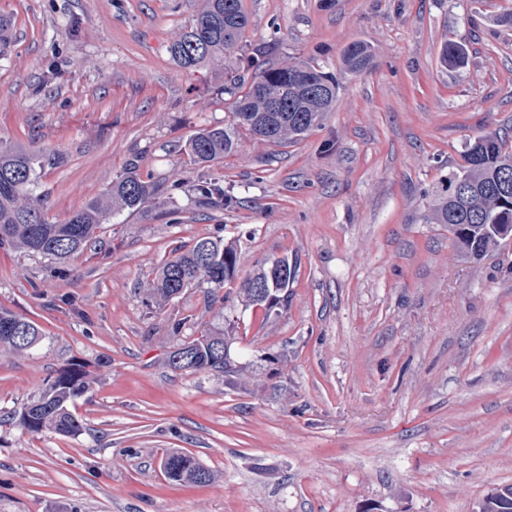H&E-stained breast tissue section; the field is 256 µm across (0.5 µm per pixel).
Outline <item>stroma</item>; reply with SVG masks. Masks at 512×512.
I'll return each mask as SVG.
<instances>
[{
    "label": "stroma",
    "instance_id": "35a3bbf8",
    "mask_svg": "<svg viewBox=\"0 0 512 512\" xmlns=\"http://www.w3.org/2000/svg\"><path fill=\"white\" fill-rule=\"evenodd\" d=\"M200 4L0 0V140L55 155L34 189L49 219L133 159L166 188L67 260L0 247V307L44 333L0 345V512H474L512 484V242L476 260L423 217L474 137L512 129V0H244L242 50L266 65L339 73L357 40L373 63L339 73L335 112L297 143L197 166L186 142L232 110L223 68L170 53ZM449 40L476 45L461 68L439 63ZM210 178L237 206L198 201ZM216 236L239 240L243 277L288 258L287 304L159 302L160 261ZM215 325L236 374L173 371ZM75 364L80 434L9 420ZM175 453L210 482L169 480Z\"/></svg>",
    "mask_w": 512,
    "mask_h": 512
}]
</instances>
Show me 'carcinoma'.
I'll return each mask as SVG.
<instances>
[{"mask_svg":"<svg viewBox=\"0 0 512 512\" xmlns=\"http://www.w3.org/2000/svg\"><path fill=\"white\" fill-rule=\"evenodd\" d=\"M192 24L171 47L178 65L189 69L210 63L224 67V93L234 99L230 120L222 127L197 131L186 144L191 163H212L238 152L243 136L249 135L273 146L297 142L324 121L336 107L341 90L338 79L318 65L305 61L264 68L256 50L245 62L230 67L226 59L237 50L242 33L250 24L243 0H203ZM469 56L466 43L448 41L440 49L442 67H461ZM372 60L370 47L350 43L343 51L345 72L366 70ZM259 70L250 78L251 69ZM56 157L37 148H21L0 142V245L32 256L64 260L85 249L96 230L120 212H136L156 199L163 186L141 174L130 161L112 181L107 192L75 210L68 220L47 218L34 188L46 167ZM429 224H446L457 246L474 259H481L499 245V225H512V136L497 131L478 137L463 155V164L442 184L427 214ZM238 246L234 240L200 238L175 250L158 270L154 290L161 301L177 297L193 287L204 289L208 302H222L235 295L247 308L265 312L288 303L291 266L288 259H268L245 279H238ZM275 280L273 302H257L254 283ZM42 337L37 324L8 310H0V343L23 352ZM224 331L207 329L184 340L169 357V365L186 372L228 373L224 360ZM89 388L81 366L61 372L17 416L18 424L31 434L51 431L74 436L83 429L70 410V403ZM166 476L175 482L207 483L211 474L193 457L172 454L163 461ZM480 512H512V485L497 489L479 504Z\"/></svg>","mask_w":512,"mask_h":512,"instance_id":"1","label":"carcinoma"}]
</instances>
